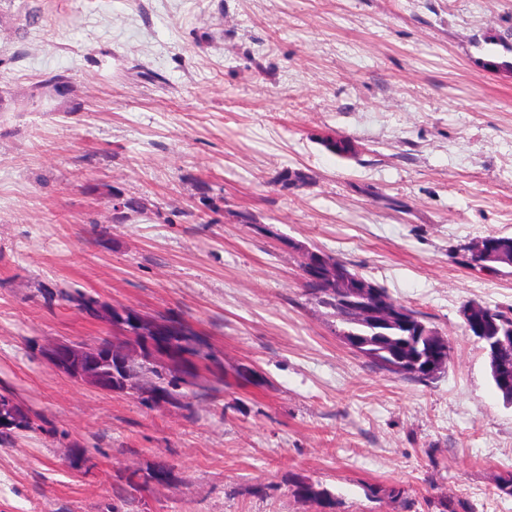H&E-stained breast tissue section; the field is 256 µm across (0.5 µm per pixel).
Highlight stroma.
Here are the masks:
<instances>
[{
	"label": "stroma",
	"mask_w": 512,
	"mask_h": 512,
	"mask_svg": "<svg viewBox=\"0 0 512 512\" xmlns=\"http://www.w3.org/2000/svg\"><path fill=\"white\" fill-rule=\"evenodd\" d=\"M501 37L512 0H0V391L43 422L0 446V512H512V406L458 314L512 306V266L467 262L512 236ZM308 249L424 313L445 371L349 348ZM68 288L192 325L189 407L49 365L114 332ZM307 257L302 266V276L305 282L325 285L332 281L331 267L325 262L323 255L315 250H307ZM169 469L166 465H158L156 468L147 469L141 475L138 472H133L127 478V486L134 492H139L154 482L160 483L159 479H165L169 476ZM137 478V480H135Z\"/></svg>",
	"instance_id": "stroma-1"
}]
</instances>
